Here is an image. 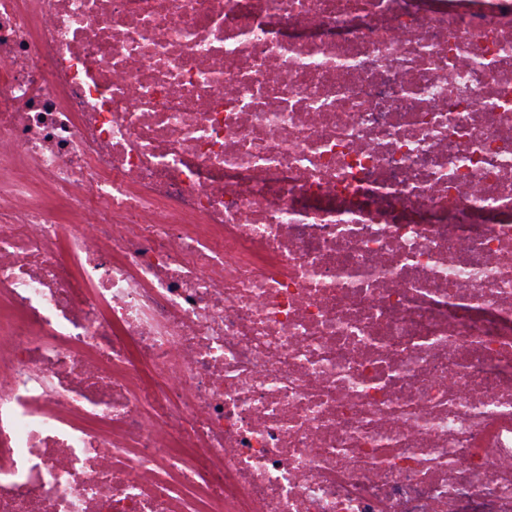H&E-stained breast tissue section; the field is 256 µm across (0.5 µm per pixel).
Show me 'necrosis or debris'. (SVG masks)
Segmentation results:
<instances>
[{
	"label": "necrosis or debris",
	"instance_id": "obj_1",
	"mask_svg": "<svg viewBox=\"0 0 512 512\" xmlns=\"http://www.w3.org/2000/svg\"><path fill=\"white\" fill-rule=\"evenodd\" d=\"M0 512H512V0H0Z\"/></svg>",
	"mask_w": 512,
	"mask_h": 512
}]
</instances>
